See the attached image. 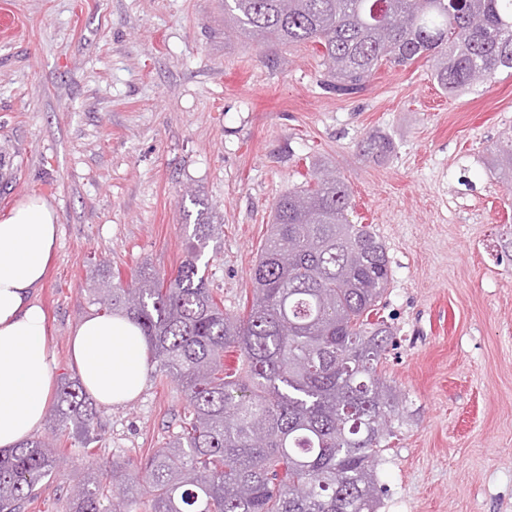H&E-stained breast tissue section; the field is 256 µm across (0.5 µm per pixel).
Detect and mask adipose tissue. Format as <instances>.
I'll return each instance as SVG.
<instances>
[{
  "label": "adipose tissue",
  "mask_w": 512,
  "mask_h": 512,
  "mask_svg": "<svg viewBox=\"0 0 512 512\" xmlns=\"http://www.w3.org/2000/svg\"><path fill=\"white\" fill-rule=\"evenodd\" d=\"M58 237V216L29 198L0 218V449L26 441L44 421L54 389L46 316L33 292L41 287ZM147 344L127 319L86 318L70 357L81 381L105 407L135 399L147 382Z\"/></svg>",
  "instance_id": "1"
}]
</instances>
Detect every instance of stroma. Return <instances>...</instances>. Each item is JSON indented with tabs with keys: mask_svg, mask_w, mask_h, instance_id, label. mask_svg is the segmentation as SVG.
<instances>
[{
	"mask_svg": "<svg viewBox=\"0 0 512 512\" xmlns=\"http://www.w3.org/2000/svg\"><path fill=\"white\" fill-rule=\"evenodd\" d=\"M324 71L312 44L226 27L224 0H0V217L29 197L59 215L36 291L53 372L97 313L98 267L172 276L195 224L218 227L201 260L237 310L276 201L325 161L390 258L378 373L403 410L374 465L377 512H512V185L488 166L512 133V74L448 93L421 58L339 96ZM374 133L389 155L364 153ZM184 406L148 376L99 408L95 459L162 447ZM36 435L65 454L43 498L92 477L51 420Z\"/></svg>",
	"mask_w": 512,
	"mask_h": 512,
	"instance_id": "stroma-1",
	"label": "stroma"
}]
</instances>
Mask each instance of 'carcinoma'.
Instances as JSON below:
<instances>
[{"mask_svg":"<svg viewBox=\"0 0 512 512\" xmlns=\"http://www.w3.org/2000/svg\"><path fill=\"white\" fill-rule=\"evenodd\" d=\"M245 36L322 48L327 87L357 92L385 64L427 57L454 93L474 74L512 71V0H224ZM389 138L367 139L385 156ZM493 169L512 184V136ZM276 204L252 271V296L233 314L199 261L215 225H194L177 273L92 282L91 302L125 317L148 341L154 374L176 383L180 430L136 460L95 464L99 475L66 497L67 512H376L374 461L392 437L403 398L377 374L391 327L369 315L390 277L372 226L351 224L349 186L331 167ZM237 355V378L224 358ZM53 424L89 457L97 413L76 378L61 377ZM54 443L28 440L0 454V512H29L57 481Z\"/></svg>","mask_w":512,"mask_h":512,"instance_id":"1","label":"carcinoma"}]
</instances>
